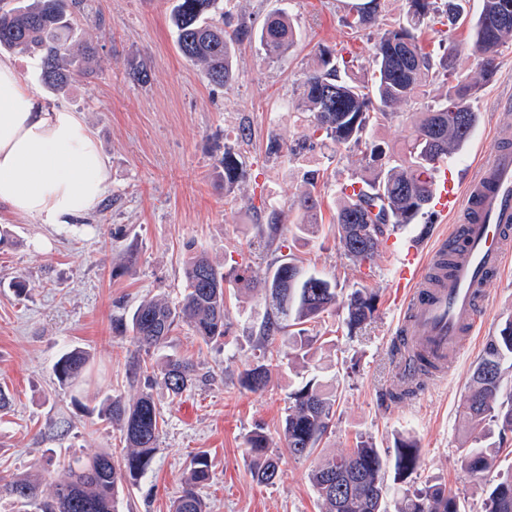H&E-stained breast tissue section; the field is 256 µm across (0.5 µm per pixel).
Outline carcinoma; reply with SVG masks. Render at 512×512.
Listing matches in <instances>:
<instances>
[{"instance_id": "obj_1", "label": "carcinoma", "mask_w": 512, "mask_h": 512, "mask_svg": "<svg viewBox=\"0 0 512 512\" xmlns=\"http://www.w3.org/2000/svg\"><path fill=\"white\" fill-rule=\"evenodd\" d=\"M508 0H481L478 16L467 19L462 0H409L403 20L382 29L368 61L370 78L351 74L353 60L319 50V63L302 80L300 108L312 117L314 131L336 147L362 145L371 165L370 176L353 180L340 189L336 227L346 256L362 265L372 260L383 229L389 224H411L430 203V186L436 164L459 152L478 122L472 105L479 82L458 69L453 49L433 63L423 51L418 32L437 25L452 27L468 23L475 66L481 78L492 74L501 48L512 40V23L495 28L486 25L502 15ZM222 0H178L171 21L179 52L187 60L203 65L209 83L224 87L235 80L233 44L257 36L268 56L287 50L294 42L288 13L277 10L256 32L246 26L232 31L217 25L213 15ZM86 0H28L6 8L0 6V48L19 50L38 61L40 83L61 93L81 76L89 74L96 48L82 46L72 52L75 17L85 11ZM385 12L384 0H367L353 7L344 26L354 33L377 24ZM435 78L448 86L445 95L424 107L405 148L390 155L369 139V130L391 115L396 107L412 100ZM224 182L237 180L242 162L224 154ZM300 222L297 229L314 236L319 231L320 200L312 191L297 200ZM224 273L204 253L196 252L185 262L184 291L176 304L163 297L144 298L129 318L120 317L113 329L130 334L136 347L129 357L127 374L131 383L143 384L133 401L107 396L101 401L100 420L121 433L119 453L102 450L74 456L50 475L49 492L43 479L15 474L0 483V498L13 502L17 512H120V493L137 485L149 470L161 433L160 413L151 388L160 383L173 395L190 390L203 378L190 358L166 355L147 364L141 354H150L168 343L182 325L206 343L225 337L226 303ZM336 280L306 270L295 258L280 259L268 267L263 289L264 313L259 326L258 350L262 356L240 373L243 388L260 392L270 381L274 358L305 361L318 337L304 325L336 307ZM345 324H365L374 312V295L358 288L344 303ZM512 360V320L489 340L481 361L473 370L464 396L463 422L470 445L463 449L462 465L472 477L488 484L482 512H512V472L494 473L493 428L506 437L512 432V393L502 396L503 365ZM90 358L74 348L54 363L53 373L63 387L77 388L87 380ZM336 400L320 385L310 381L289 393L283 434L288 452L308 459L331 427ZM254 479L274 483L280 456L270 448L263 431L247 439ZM419 463V449L408 439L396 442L394 462L388 463L378 449L362 441L346 454L319 458L311 471V482L321 512H384L387 467L395 478L411 476ZM212 480L207 455L199 453L187 466L181 491L171 512H207L203 489ZM401 512H461L458 497L435 484L426 483L405 496Z\"/></svg>"}]
</instances>
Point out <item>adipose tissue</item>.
<instances>
[{
    "mask_svg": "<svg viewBox=\"0 0 512 512\" xmlns=\"http://www.w3.org/2000/svg\"><path fill=\"white\" fill-rule=\"evenodd\" d=\"M109 188L106 158L80 115L39 106L12 60L0 59V203L69 228Z\"/></svg>",
    "mask_w": 512,
    "mask_h": 512,
    "instance_id": "adipose-tissue-1",
    "label": "adipose tissue"
}]
</instances>
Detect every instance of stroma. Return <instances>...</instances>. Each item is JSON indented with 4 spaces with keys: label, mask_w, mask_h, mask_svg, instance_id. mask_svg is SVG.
I'll use <instances>...</instances> for the list:
<instances>
[{
    "label": "stroma",
    "mask_w": 512,
    "mask_h": 512,
    "mask_svg": "<svg viewBox=\"0 0 512 512\" xmlns=\"http://www.w3.org/2000/svg\"><path fill=\"white\" fill-rule=\"evenodd\" d=\"M358 2L229 0L227 29L260 28L271 12L284 8L296 36L293 47L275 58L252 41L235 45L236 79L224 87L211 85L202 66L179 52L170 24L177 0H89L79 39L97 46V62L63 93L40 86L36 60L11 52L40 105L80 113L92 128L108 160L111 187L71 229L0 205V227L11 233L9 243L0 246V386L12 397L10 409L0 411V479L53 469L75 453L118 447L119 430L97 417L99 401L107 394L130 399L137 390L127 379L132 342L117 335L112 322L146 296L179 301L183 263L202 251L222 269L244 271L253 286L226 282L223 341L203 343L183 326L167 344L166 353L199 362L207 379L178 397L154 385L162 419L158 449L151 470L124 493L120 512H170L185 468L200 452L207 454L213 473L203 491L209 512H318V494L308 477L311 463L289 454L282 433L289 392L314 377L336 387V413L321 442L325 452L343 454L363 440L389 460L396 439L411 437L420 448L413 482L445 485L458 495L462 512H481L482 486L461 467L466 444L461 408L473 367L512 317V263L489 285L477 334L455 371L400 396L392 347L401 311L390 241L413 238L428 245L451 224L426 211L415 223L387 228L373 260L354 264L344 254L333 217L341 186L366 172L364 153L335 147L298 108L302 77L316 66L320 47L368 62L378 28L356 36L341 23ZM419 42L435 55L455 45L459 70L474 71L468 28L449 35L428 29ZM143 59L150 62L149 78L137 84L127 72ZM474 107L479 120L473 133L447 161L464 183L491 148L495 131L512 128V43L503 47ZM422 108L419 102L402 105L374 127L373 140L399 151ZM272 139L280 145L275 154L267 150ZM228 152L243 163L242 177L231 185L224 182L222 166ZM311 171L322 202L323 231L316 238L296 229L295 202ZM274 215L283 253L336 279L340 299L368 289L375 310L353 330L341 308L311 324L320 340L309 363L274 364L266 390L253 393L241 387L239 375L257 354L261 285L273 258L258 242L261 226ZM37 239L45 241V249L33 248ZM130 245L139 254L132 274L120 268L121 253ZM15 276L27 281L28 297L16 298L6 288ZM75 346L89 353L91 377L73 390L58 385L52 366ZM258 429L282 458L271 486L257 483L250 471L246 442Z\"/></svg>",
    "instance_id": "35a3bbf8"
}]
</instances>
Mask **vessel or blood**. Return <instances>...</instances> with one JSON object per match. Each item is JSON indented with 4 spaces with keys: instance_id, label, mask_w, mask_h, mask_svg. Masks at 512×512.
Wrapping results in <instances>:
<instances>
[{
    "instance_id": "obj_1",
    "label": "vessel or blood",
    "mask_w": 512,
    "mask_h": 512,
    "mask_svg": "<svg viewBox=\"0 0 512 512\" xmlns=\"http://www.w3.org/2000/svg\"><path fill=\"white\" fill-rule=\"evenodd\" d=\"M434 213L456 218L430 249L402 242L394 281L402 304L398 374L421 383L418 353L433 362V376L455 369L476 332L477 310L489 284L512 259V130L497 132L476 175L459 184L447 169L435 172Z\"/></svg>"
}]
</instances>
